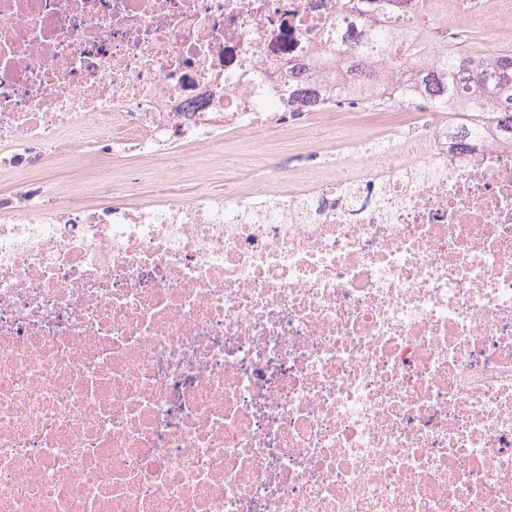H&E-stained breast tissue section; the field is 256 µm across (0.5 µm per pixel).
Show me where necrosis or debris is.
Masks as SVG:
<instances>
[{"label": "necrosis or debris", "mask_w": 512, "mask_h": 512, "mask_svg": "<svg viewBox=\"0 0 512 512\" xmlns=\"http://www.w3.org/2000/svg\"><path fill=\"white\" fill-rule=\"evenodd\" d=\"M361 3L0 0V512H512V143L338 76L448 39ZM380 92L414 121L316 122ZM412 34L405 30H390L382 27H369L367 33L356 36L351 40L346 50L350 53L368 54L374 50L386 52L393 48V42L398 40L401 45L410 39ZM189 188L177 182L166 180L162 183H155L144 189L143 199L146 201H158L169 195L188 196Z\"/></svg>", "instance_id": "1"}]
</instances>
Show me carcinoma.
Masks as SVG:
<instances>
[{"mask_svg":"<svg viewBox=\"0 0 512 512\" xmlns=\"http://www.w3.org/2000/svg\"><path fill=\"white\" fill-rule=\"evenodd\" d=\"M411 33L405 30H390L371 27L367 33L353 38L347 47L350 53L368 54L374 50L386 52L393 48V42L401 43L410 39ZM425 81L433 90L438 104L450 100L463 103V111L457 113L459 119L452 131L455 147L464 150L475 128L470 117L490 105L497 111L490 113L491 119L503 134L512 139V53L504 52L489 64L468 56V51L460 42L448 49L436 51L431 65L424 69Z\"/></svg>","mask_w":512,"mask_h":512,"instance_id":"carcinoma-1","label":"carcinoma"}]
</instances>
